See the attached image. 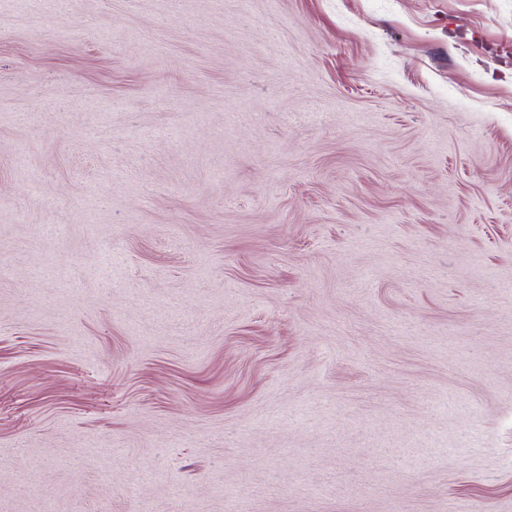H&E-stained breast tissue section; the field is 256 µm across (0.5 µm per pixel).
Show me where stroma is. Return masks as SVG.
<instances>
[{
  "label": "stroma",
  "mask_w": 512,
  "mask_h": 512,
  "mask_svg": "<svg viewBox=\"0 0 512 512\" xmlns=\"http://www.w3.org/2000/svg\"><path fill=\"white\" fill-rule=\"evenodd\" d=\"M512 512V0H0V512Z\"/></svg>",
  "instance_id": "1"
}]
</instances>
